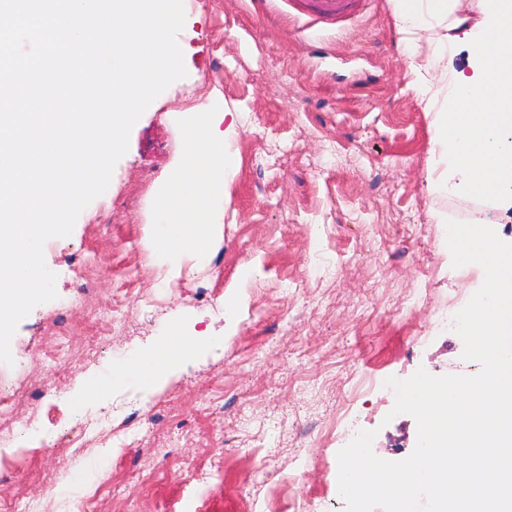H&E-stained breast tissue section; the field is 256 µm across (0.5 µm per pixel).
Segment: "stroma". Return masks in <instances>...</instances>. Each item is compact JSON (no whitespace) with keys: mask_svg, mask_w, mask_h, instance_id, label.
I'll return each mask as SVG.
<instances>
[{"mask_svg":"<svg viewBox=\"0 0 512 512\" xmlns=\"http://www.w3.org/2000/svg\"><path fill=\"white\" fill-rule=\"evenodd\" d=\"M183 5L186 77L133 126L107 190L71 234L45 249L57 297L20 321L13 362L0 363L1 386L35 393L56 383L40 420L0 447L5 489L54 512L41 502L50 483L61 512H80L108 475L118 496L102 500L103 512H122L128 500L138 512H266L298 496L312 512H345L337 454L346 442L324 433L342 405L375 431L385 460L406 459L417 443L415 419L391 413L394 396H362L359 386L421 368L480 369L441 323L483 283L479 265L453 267L446 242L448 208L468 198L431 185L444 167L434 115L411 86L390 0H361L355 15L313 27L287 0L264 13L253 0ZM198 87L241 112L239 172L222 242L206 259L162 262L151 249L162 223L156 188L183 148L185 92ZM104 210L110 223H95ZM89 256L94 285L82 289L72 267ZM78 293L83 305L68 309ZM231 293L240 299L232 321L222 305ZM143 297L160 311L139 312ZM110 302L126 326L84 361L85 326ZM172 321L210 345L154 386L117 378L79 403L84 379L148 349ZM63 331L69 368L32 363V351ZM116 407L153 429L154 448L110 440L65 459L44 453L63 428ZM171 446L172 459L154 453Z\"/></svg>","mask_w":512,"mask_h":512,"instance_id":"1","label":"stroma"}]
</instances>
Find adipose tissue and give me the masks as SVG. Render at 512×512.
<instances>
[{"mask_svg":"<svg viewBox=\"0 0 512 512\" xmlns=\"http://www.w3.org/2000/svg\"><path fill=\"white\" fill-rule=\"evenodd\" d=\"M395 33L402 45L413 88L426 111L435 115L434 143L448 167L435 187L484 195L498 192L512 175V52L493 51V42L512 43V0H392ZM464 45L466 64L456 68L454 50ZM450 76L452 86L440 92L436 76ZM497 92L485 102L488 83ZM238 114L212 101L182 113L184 148L171 175L157 191L164 225L152 249L170 259L184 254L204 258L223 226L217 220L230 201L239 158L230 138ZM208 345L180 334L178 322L147 351L126 358L129 374L153 385L162 374Z\"/></svg>","mask_w":512,"mask_h":512,"instance_id":"1","label":"adipose tissue"}]
</instances>
